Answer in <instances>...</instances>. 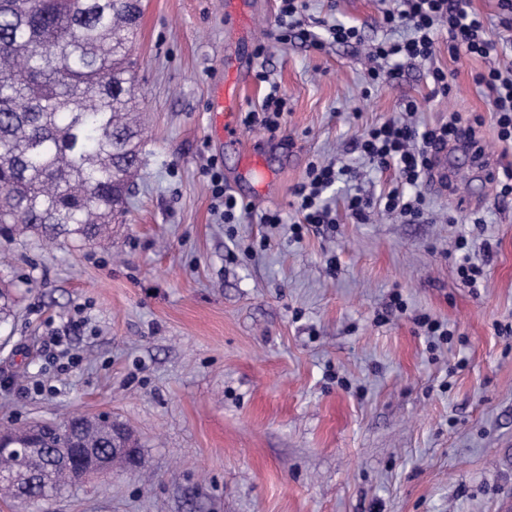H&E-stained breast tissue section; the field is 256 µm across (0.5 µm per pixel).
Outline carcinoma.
Instances as JSON below:
<instances>
[{
	"label": "carcinoma",
	"mask_w": 512,
	"mask_h": 512,
	"mask_svg": "<svg viewBox=\"0 0 512 512\" xmlns=\"http://www.w3.org/2000/svg\"><path fill=\"white\" fill-rule=\"evenodd\" d=\"M142 13V0H0V224L49 242L110 236L142 164L130 57ZM16 306L1 287L0 322ZM77 429L84 447H112L107 427ZM57 447L53 426L24 455L0 452V478L41 512L78 482Z\"/></svg>",
	"instance_id": "carcinoma-1"
}]
</instances>
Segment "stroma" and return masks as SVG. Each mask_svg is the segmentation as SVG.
Returning a JSON list of instances; mask_svg holds the SVG:
<instances>
[{
    "label": "stroma",
    "instance_id": "obj_1",
    "mask_svg": "<svg viewBox=\"0 0 512 512\" xmlns=\"http://www.w3.org/2000/svg\"><path fill=\"white\" fill-rule=\"evenodd\" d=\"M225 2L145 0L133 51L142 167L111 238L45 245L0 235V280L19 296L0 326V420L108 413L133 430L138 468L80 482L51 512H504L512 200L461 155L446 195L424 190L418 221L375 207L360 224L346 199L396 183L395 169L363 164L356 140L400 119L409 100L420 126L481 115V144L512 165L471 79L507 56L455 61L442 41L433 59L404 61L396 78L371 85L362 48L278 43L279 0H246L243 30L226 25ZM393 3L308 0L307 14L356 26L371 43ZM234 53L247 59L242 110L260 109L266 87L255 74L266 67L288 96L285 134L212 139V87ZM435 67L448 72V96L431 93ZM212 157L227 192L250 207L239 223L223 222L211 194ZM316 159L357 166L360 177L327 190L335 223L297 241L293 189ZM465 196L478 205L458 209ZM274 211L284 224L262 223ZM462 235L485 271L474 289L456 275ZM422 315L454 328L453 341L426 336Z\"/></svg>",
    "mask_w": 512,
    "mask_h": 512
}]
</instances>
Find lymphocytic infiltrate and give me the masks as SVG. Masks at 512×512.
Listing matches in <instances>:
<instances>
[{
	"mask_svg": "<svg viewBox=\"0 0 512 512\" xmlns=\"http://www.w3.org/2000/svg\"><path fill=\"white\" fill-rule=\"evenodd\" d=\"M397 10L383 11L379 20L388 35L373 43L368 51L371 65L367 71L369 83H378L386 67L400 66L406 60L429 59L436 51L439 35L448 39V55L485 58L496 49L486 36L484 18L465 6L464 0H399ZM307 9L305 0H280L275 25L279 31L278 42L285 43L294 37H303L312 46H319L318 35L304 27L303 15ZM409 28L408 36L396 39L392 33L398 28ZM257 80L268 83L260 110L248 111L244 123L260 127L269 133L281 128V120L287 109V97L278 84L269 83L265 72H258ZM474 85L488 98L497 118V137L506 145L512 144V68L495 67L475 72ZM481 116L462 121L458 114H450L446 124L438 127L419 128L407 121H386L367 129L359 139L361 157L374 170L397 168L399 183L379 197L372 199L360 193L350 194L347 209L357 221H365L373 205L410 221L421 217L425 210V198L418 193L419 184L425 179L432 162V149L436 145L453 143L460 136L475 137L481 126ZM357 177L353 167L336 166L332 162H310L304 181L294 190L296 211L300 222L294 223V237H301L304 226L333 223L332 210L325 201L324 192L337 181L351 182Z\"/></svg>",
	"mask_w": 512,
	"mask_h": 512,
	"instance_id": "1",
	"label": "lymphocytic infiltrate"
}]
</instances>
